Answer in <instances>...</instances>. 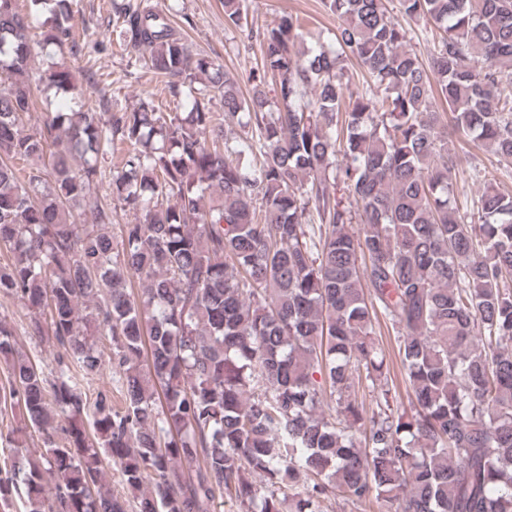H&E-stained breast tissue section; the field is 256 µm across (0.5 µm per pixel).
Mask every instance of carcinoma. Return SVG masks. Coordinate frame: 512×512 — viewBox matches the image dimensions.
<instances>
[{
  "instance_id": "1",
  "label": "carcinoma",
  "mask_w": 512,
  "mask_h": 512,
  "mask_svg": "<svg viewBox=\"0 0 512 512\" xmlns=\"http://www.w3.org/2000/svg\"><path fill=\"white\" fill-rule=\"evenodd\" d=\"M28 2L0 0V296L62 359L45 375L0 317L22 422L0 505L127 512L114 463L135 512H512V192L486 179L462 214L450 182L456 141L512 166V0H399L441 32L426 62L385 0H323L339 25L315 48L299 18L255 27L222 0L261 51L247 96L173 8L114 0L116 41L182 111L62 107L26 133L30 30L77 45L73 0ZM345 53L370 80L355 95ZM38 81L81 94L65 68ZM118 144L109 202L90 185ZM114 201L136 216L118 250ZM107 369L120 408L80 388Z\"/></svg>"
}]
</instances>
